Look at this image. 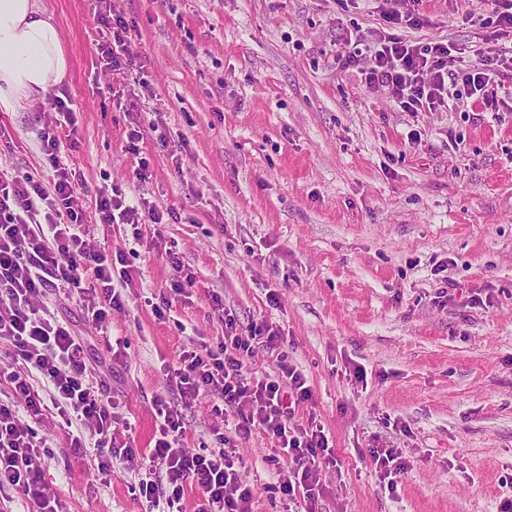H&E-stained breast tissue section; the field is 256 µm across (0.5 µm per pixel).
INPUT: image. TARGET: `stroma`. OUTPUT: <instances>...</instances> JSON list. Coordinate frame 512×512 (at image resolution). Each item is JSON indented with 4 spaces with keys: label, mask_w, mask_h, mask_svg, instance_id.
Listing matches in <instances>:
<instances>
[{
    "label": "stroma",
    "mask_w": 512,
    "mask_h": 512,
    "mask_svg": "<svg viewBox=\"0 0 512 512\" xmlns=\"http://www.w3.org/2000/svg\"><path fill=\"white\" fill-rule=\"evenodd\" d=\"M58 24L69 59L55 95L77 104L79 140L64 154L84 196L88 234L106 252L133 247V228L98 221V189L117 186L181 220L144 239L140 276L106 330L88 323L78 294L50 288L51 315L84 340L93 382L120 404L137 447L154 445L155 398L179 404L167 369L182 351L218 342L221 295L242 335L273 323L313 391L295 419L320 421L336 453L323 466L318 512H501L512 501V106L484 112H402L361 85L336 57L348 39L370 44L385 7L412 0H118L138 34L136 64L101 66L108 34L92 0H38ZM426 22L406 30L445 40L471 59L485 41L512 47L479 0H422ZM136 113H128L129 104ZM50 100L0 111V172L50 181L37 133ZM146 129L127 148L131 120ZM417 141H410V133ZM153 170L133 173L136 156ZM177 252L197 282L169 318L152 312ZM459 292L441 297L447 282ZM128 347L113 361L110 340ZM367 371L358 382L354 368ZM212 397L182 411L183 446L215 448L223 418ZM53 458L42 470L60 512H158L133 488L145 471L71 452L53 414L39 426ZM263 435L239 443L253 512H286ZM407 462L383 489L370 451Z\"/></svg>",
    "instance_id": "obj_1"
}]
</instances>
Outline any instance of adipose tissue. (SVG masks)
Returning a JSON list of instances; mask_svg holds the SVG:
<instances>
[{"mask_svg":"<svg viewBox=\"0 0 512 512\" xmlns=\"http://www.w3.org/2000/svg\"><path fill=\"white\" fill-rule=\"evenodd\" d=\"M68 68L61 31L37 0H0V108L44 96Z\"/></svg>","mask_w":512,"mask_h":512,"instance_id":"ef3b65f1","label":"adipose tissue"}]
</instances>
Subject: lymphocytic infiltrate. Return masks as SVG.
<instances>
[{"label":"lymphocytic infiltrate","instance_id":"1","mask_svg":"<svg viewBox=\"0 0 512 512\" xmlns=\"http://www.w3.org/2000/svg\"><path fill=\"white\" fill-rule=\"evenodd\" d=\"M98 6V19L110 33L98 47L100 61L105 68L123 71L132 64L127 45L134 27L113 0H99ZM385 17L389 28L378 34L368 52H347L339 62L342 69H356L365 87L385 90L401 111H453L467 97L493 112L512 98L508 50L487 47L463 63L447 41L422 43L402 36V29L423 24L420 12L389 9ZM53 108L54 124L37 133L40 151L54 170L51 183L0 172V340L10 345L0 361V389L5 392L0 398V493L16 491L26 512H58L57 498L41 476L40 463L49 452L34 426L50 404L65 424L79 428L69 437L74 454H83L87 443H94L98 472L111 473L116 460H145L150 468L164 469L163 482L142 480L138 490L152 503H165L166 512H175L188 485L201 494L198 512H250L253 493L240 480L241 460L230 440L246 441L257 433L274 443L269 465L283 457L292 462L289 473L277 476L282 496L303 500L305 512H315L322 466L335 464L336 458L315 418L303 424L294 420L296 407L313 397L308 379L279 351L275 376L248 380L252 337L262 336L267 347L277 348L280 333L264 323L242 336L219 295H212L211 305L224 323L222 339L214 347L203 344L182 351L169 382L185 402L209 393L218 399L215 414L233 409V437H218L217 448L206 453L186 450L181 415L161 398L153 402L158 427L150 451L121 437V430L131 424L119 422L118 402L95 387L82 338L37 304L46 289H76L88 320L100 327L112 312L123 310V293L135 285L123 253L108 254L88 239L83 200L61 152L62 142L78 141L75 110L71 100L60 97ZM96 209L104 224L147 226L177 217L146 199H127L117 188L99 189Z\"/></svg>","mask_w":512,"mask_h":512}]
</instances>
